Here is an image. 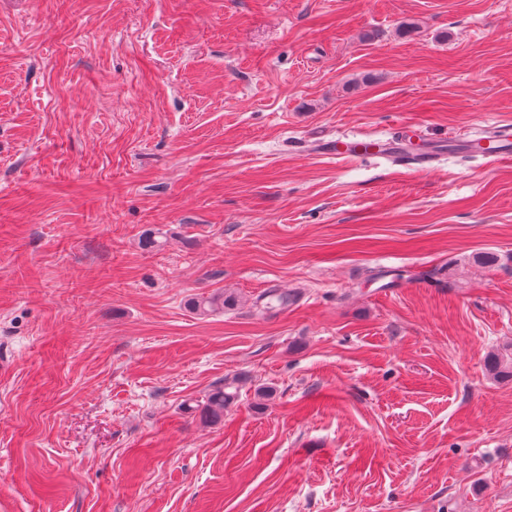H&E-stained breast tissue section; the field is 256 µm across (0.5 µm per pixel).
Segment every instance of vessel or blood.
I'll use <instances>...</instances> for the list:
<instances>
[{"label": "vessel or blood", "mask_w": 512, "mask_h": 512, "mask_svg": "<svg viewBox=\"0 0 512 512\" xmlns=\"http://www.w3.org/2000/svg\"><path fill=\"white\" fill-rule=\"evenodd\" d=\"M418 134L412 130L399 129L391 138L378 140L370 137L339 139L328 143L327 153L338 156L362 157L377 155L406 164H430L435 159V150L418 148ZM449 150L481 154L493 160H512V125L506 124L488 130L476 139H458L448 143Z\"/></svg>", "instance_id": "vessel-or-blood-1"}]
</instances>
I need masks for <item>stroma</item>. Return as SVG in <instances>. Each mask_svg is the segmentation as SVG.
<instances>
[{"instance_id": "obj_1", "label": "stroma", "mask_w": 512, "mask_h": 512, "mask_svg": "<svg viewBox=\"0 0 512 512\" xmlns=\"http://www.w3.org/2000/svg\"><path fill=\"white\" fill-rule=\"evenodd\" d=\"M509 123L512 0H0V512H512V162L321 151ZM407 127H401L399 131L391 138L384 141L361 137L353 139H336V141L326 143V153L336 156L362 157L367 155H377L406 164H419L422 166L430 164L435 160V155L439 150H423L420 144L426 140L420 137L413 130H406ZM414 142L418 147L412 148ZM293 301L291 294L281 292L277 288H269L255 298L253 306L258 314L263 315L273 309L288 308ZM229 388L226 384L221 383L210 390L202 407L206 419L214 423L223 419L224 406L233 402L237 397L236 391L227 392Z\"/></svg>"}]
</instances>
